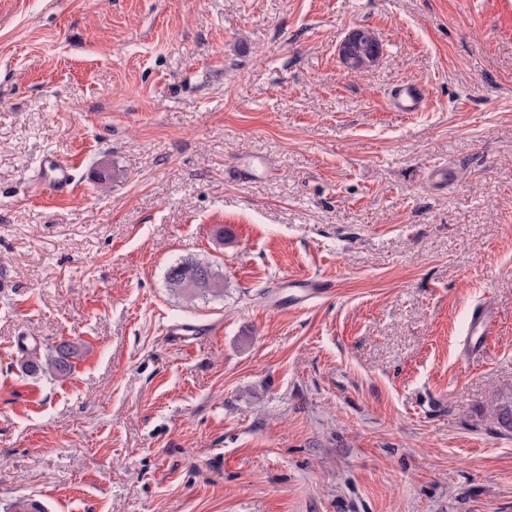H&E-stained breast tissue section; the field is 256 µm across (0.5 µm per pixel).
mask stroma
<instances>
[{
    "instance_id": "1",
    "label": "stroma",
    "mask_w": 512,
    "mask_h": 512,
    "mask_svg": "<svg viewBox=\"0 0 512 512\" xmlns=\"http://www.w3.org/2000/svg\"><path fill=\"white\" fill-rule=\"evenodd\" d=\"M0 277V512H512V0H0ZM428 102L426 89L412 82L401 84L389 96V106L394 112H423L427 109ZM74 165H61L58 164L51 157H46L43 160V175L45 180L54 186V188L61 193L66 192L69 187H72L75 182ZM165 280L169 288L178 290L190 298L206 293L217 296L221 291L219 274L210 264L195 260L180 259L173 262L166 271ZM190 284L194 288H185ZM286 281H288V284H293L297 288H302L304 292V295L301 297L304 300L294 302L290 304V306H297L304 301H313L316 299L326 298L334 291L333 282L329 278L323 276H311L301 279L289 278L288 280L280 281L278 286L285 283ZM496 312L488 300L476 303L470 311V324L466 336H485L494 322ZM74 355L75 351L72 346L63 342L56 347L55 355L44 361L37 356L36 352L31 353L29 359L24 363V369L30 375L49 372L54 376L64 377L71 370L70 358Z\"/></svg>"
}]
</instances>
